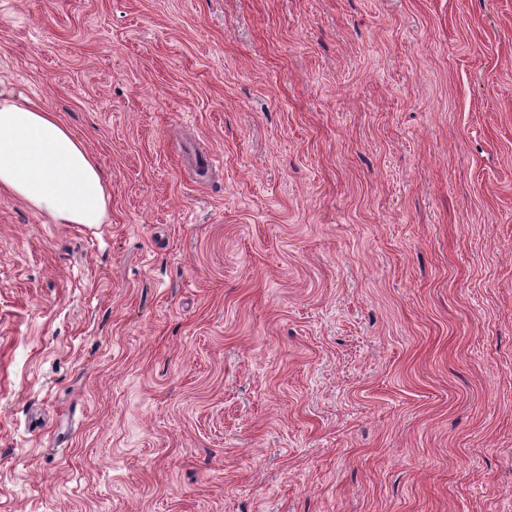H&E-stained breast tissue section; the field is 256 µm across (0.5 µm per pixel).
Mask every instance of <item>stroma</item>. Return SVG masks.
<instances>
[{"label": "stroma", "mask_w": 512, "mask_h": 512, "mask_svg": "<svg viewBox=\"0 0 512 512\" xmlns=\"http://www.w3.org/2000/svg\"><path fill=\"white\" fill-rule=\"evenodd\" d=\"M109 181L0 192V512H512V0H0Z\"/></svg>", "instance_id": "35a3bbf8"}]
</instances>
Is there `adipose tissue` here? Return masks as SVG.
Returning <instances> with one entry per match:
<instances>
[{
  "instance_id": "obj_1",
  "label": "adipose tissue",
  "mask_w": 512,
  "mask_h": 512,
  "mask_svg": "<svg viewBox=\"0 0 512 512\" xmlns=\"http://www.w3.org/2000/svg\"><path fill=\"white\" fill-rule=\"evenodd\" d=\"M0 191L58 224H103L106 178L84 145L53 112L0 90Z\"/></svg>"
}]
</instances>
